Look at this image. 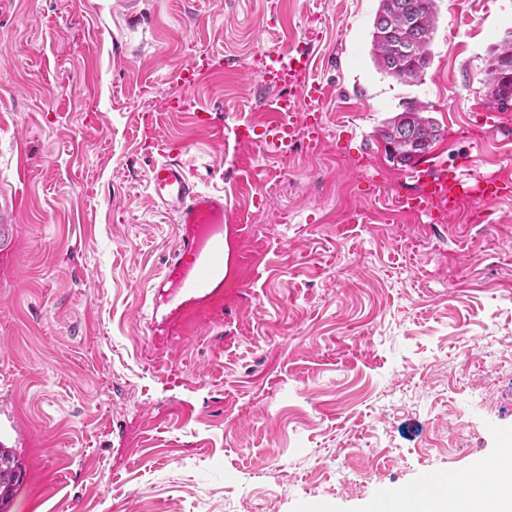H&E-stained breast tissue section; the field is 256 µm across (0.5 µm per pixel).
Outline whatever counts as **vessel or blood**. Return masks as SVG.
Returning a JSON list of instances; mask_svg holds the SVG:
<instances>
[{
  "mask_svg": "<svg viewBox=\"0 0 512 512\" xmlns=\"http://www.w3.org/2000/svg\"><path fill=\"white\" fill-rule=\"evenodd\" d=\"M311 63L312 54L306 47L276 45L266 52L264 85L281 91L264 104L273 114L263 131L267 146L285 148L299 139L315 146L322 141L324 127L319 115L325 92L310 78ZM410 176L419 189L414 195L399 198L398 206L405 213L429 215L441 198L465 193L460 178L439 160L414 168ZM147 188L157 207L191 228L182 236L166 268V299L182 318L203 315L215 305L212 287L224 282V196L200 191L184 163L167 153L153 163ZM19 205L18 193L0 190L1 252L7 251L16 235Z\"/></svg>",
  "mask_w": 512,
  "mask_h": 512,
  "instance_id": "obj_1",
  "label": "vessel or blood"
}]
</instances>
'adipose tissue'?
<instances>
[{"label": "adipose tissue", "instance_id": "ef3b65f1", "mask_svg": "<svg viewBox=\"0 0 512 512\" xmlns=\"http://www.w3.org/2000/svg\"><path fill=\"white\" fill-rule=\"evenodd\" d=\"M417 512H512V448L478 467L437 480L416 494Z\"/></svg>", "mask_w": 512, "mask_h": 512}]
</instances>
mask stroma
I'll return each instance as SVG.
<instances>
[{
	"instance_id": "1",
	"label": "stroma",
	"mask_w": 512,
	"mask_h": 512,
	"mask_svg": "<svg viewBox=\"0 0 512 512\" xmlns=\"http://www.w3.org/2000/svg\"><path fill=\"white\" fill-rule=\"evenodd\" d=\"M436 3L404 85L370 55L379 0H0V183L16 143L33 157L0 268V446L26 472L7 512H376L512 439V199L390 207L418 186L378 131L409 100L465 186L512 182L484 84L512 0ZM309 29L323 141L236 140L270 120L260 57ZM212 56L188 94L220 138L161 109ZM160 138L223 192L229 276L221 321L157 363L182 235L146 188Z\"/></svg>"
}]
</instances>
